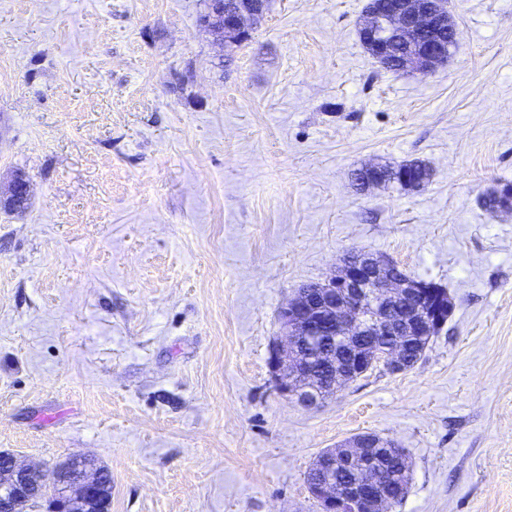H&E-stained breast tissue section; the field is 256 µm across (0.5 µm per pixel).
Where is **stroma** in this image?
<instances>
[{
  "mask_svg": "<svg viewBox=\"0 0 512 512\" xmlns=\"http://www.w3.org/2000/svg\"><path fill=\"white\" fill-rule=\"evenodd\" d=\"M367 0H269L250 39L205 0H0V451L84 453L111 512H318L316 455L366 432L411 461L390 512H512V0H451L430 74L362 46ZM419 160L423 189L354 169ZM455 307L411 370L306 408L268 365L278 311L344 255ZM19 197L29 198L30 197V182L24 178H13V182L10 185L9 193L6 196H0V210L9 212L17 208L16 199Z\"/></svg>",
  "mask_w": 512,
  "mask_h": 512,
  "instance_id": "obj_1",
  "label": "stroma"
}]
</instances>
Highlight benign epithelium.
<instances>
[{"instance_id":"benign-epithelium-1","label":"benign epithelium","mask_w":512,"mask_h":512,"mask_svg":"<svg viewBox=\"0 0 512 512\" xmlns=\"http://www.w3.org/2000/svg\"><path fill=\"white\" fill-rule=\"evenodd\" d=\"M449 0H381L365 10L359 38L379 56L390 51L389 38L396 34L417 44V53L406 58L402 70L432 72L444 64L456 44L457 29L451 23ZM267 9V0H230V6L213 12L203 26L219 41L241 44L250 38L252 26ZM30 197L27 178H13L9 193L0 196V210L17 208L16 199ZM427 285L397 276V266L371 253L362 260H343L338 275L325 283L304 287L278 314L285 342L272 346L269 367L280 391L303 407L322 402L317 389L318 362L328 344L367 337L363 345L341 356L330 355L326 365L341 387L377 365L391 372L413 367L407 348L411 336L404 327L413 325L420 336H433L447 324L448 307L415 306L399 313V301ZM393 441L377 434L357 435L338 448L327 450L321 463L336 464L341 456L353 463L364 459L366 480L348 487L333 480L317 482L309 493L320 512H389L399 497L387 488L385 467L367 459L369 448H391ZM0 460L9 469L11 486L0 498V512H20L23 506L43 501L50 512H92L95 491L103 471L85 455L70 456L50 474L18 462L5 451Z\"/></svg>"}]
</instances>
